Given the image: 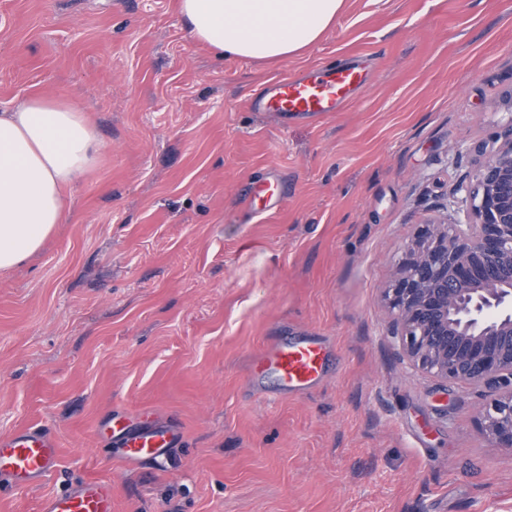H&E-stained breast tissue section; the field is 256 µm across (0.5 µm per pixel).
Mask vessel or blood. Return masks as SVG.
<instances>
[{
  "mask_svg": "<svg viewBox=\"0 0 512 512\" xmlns=\"http://www.w3.org/2000/svg\"><path fill=\"white\" fill-rule=\"evenodd\" d=\"M366 83V71L357 63L311 68L275 80L253 97L251 108L280 117L317 116L341 111ZM327 349L317 336L289 342L271 339L254 358L255 374H273L281 394L302 392L324 375ZM179 433L153 422L139 424L122 416L112 419V440L121 459L130 464H156L165 458ZM60 463L58 443L49 428L37 427L0 439V481L32 484L54 472ZM40 512H113L112 485L91 479L45 498Z\"/></svg>",
  "mask_w": 512,
  "mask_h": 512,
  "instance_id": "obj_1",
  "label": "vessel or blood"
}]
</instances>
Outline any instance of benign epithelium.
<instances>
[{"label":"benign epithelium","instance_id":"7a95c632","mask_svg":"<svg viewBox=\"0 0 512 512\" xmlns=\"http://www.w3.org/2000/svg\"><path fill=\"white\" fill-rule=\"evenodd\" d=\"M469 151L477 168L451 193L464 220L425 224L383 301L410 363L490 390L482 431L512 448V121Z\"/></svg>","mask_w":512,"mask_h":512}]
</instances>
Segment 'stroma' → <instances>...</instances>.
<instances>
[{"instance_id":"35a3bbf8","label":"stroma","mask_w":512,"mask_h":512,"mask_svg":"<svg viewBox=\"0 0 512 512\" xmlns=\"http://www.w3.org/2000/svg\"><path fill=\"white\" fill-rule=\"evenodd\" d=\"M336 60L369 78L343 111L249 110ZM31 96L78 103L103 149L0 273V437L47 426L60 448L37 485L0 486V512L90 478L115 512H512L488 391L412 366L381 301L469 146L512 122V0H344L280 61L193 41L176 0H0V111ZM270 169L280 201L257 213ZM306 335L333 350L322 380L261 394L253 358ZM117 414L184 438L126 465Z\"/></svg>"}]
</instances>
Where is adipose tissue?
Instances as JSON below:
<instances>
[{"mask_svg":"<svg viewBox=\"0 0 512 512\" xmlns=\"http://www.w3.org/2000/svg\"><path fill=\"white\" fill-rule=\"evenodd\" d=\"M343 0H177L189 35L224 57L283 60L335 22ZM101 148L79 108L28 97L0 112V271L21 265L63 223V186Z\"/></svg>","mask_w":512,"mask_h":512,"instance_id":"obj_1","label":"adipose tissue"}]
</instances>
